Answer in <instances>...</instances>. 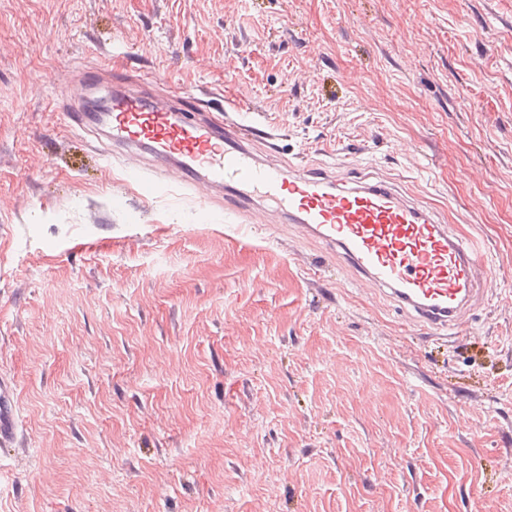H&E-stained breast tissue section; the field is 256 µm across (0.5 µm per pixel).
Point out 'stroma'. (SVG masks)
Segmentation results:
<instances>
[{
	"label": "stroma",
	"mask_w": 512,
	"mask_h": 512,
	"mask_svg": "<svg viewBox=\"0 0 512 512\" xmlns=\"http://www.w3.org/2000/svg\"><path fill=\"white\" fill-rule=\"evenodd\" d=\"M114 59L482 237L467 336L147 193L66 124ZM2 380L0 512H512V0H0ZM2 397V406H1ZM17 419L13 408L11 392L2 381L0 384V450L15 447Z\"/></svg>",
	"instance_id": "35a3bbf8"
}]
</instances>
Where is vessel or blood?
I'll return each mask as SVG.
<instances>
[{"instance_id": "b4317fda", "label": "vessel or blood", "mask_w": 512, "mask_h": 512, "mask_svg": "<svg viewBox=\"0 0 512 512\" xmlns=\"http://www.w3.org/2000/svg\"><path fill=\"white\" fill-rule=\"evenodd\" d=\"M128 83L124 69L113 66L111 110L70 109L69 127H104L132 154H150L151 163L134 166L137 175L153 176L156 163L176 161L169 185L222 203L247 223L262 215L255 201L266 202L325 254L342 256L360 285L389 297L423 330L462 328L480 284L492 280L471 234L386 181H348L284 160L278 131L237 121L235 104L173 86L154 99L128 91ZM16 429L11 392L0 384L1 448L15 446Z\"/></svg>"}]
</instances>
